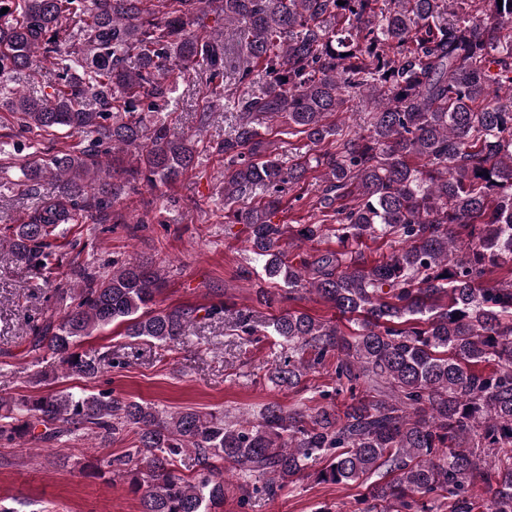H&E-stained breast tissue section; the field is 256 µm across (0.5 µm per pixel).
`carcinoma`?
<instances>
[{
    "label": "carcinoma",
    "mask_w": 512,
    "mask_h": 512,
    "mask_svg": "<svg viewBox=\"0 0 512 512\" xmlns=\"http://www.w3.org/2000/svg\"><path fill=\"white\" fill-rule=\"evenodd\" d=\"M0 107L40 136L66 127L87 145L20 164L40 197L21 224L0 228V249L49 285L67 225L116 212L136 185L170 187L196 165L193 139L165 119L180 100L174 75L198 70L206 93L236 123L224 154L226 218L243 224L253 260L284 295L315 293L341 317L285 311L269 322L286 347L271 382L296 387L335 360L349 401L313 409L265 405L250 419L186 408L157 410L110 390H61L13 406L0 397V446L58 444L93 435L101 447L127 432L136 448L108 455L97 473L128 478L142 512H220L230 493L278 496L319 458L320 483L367 485L370 512H473L469 486L491 488L489 512H512V0H0ZM54 65L34 94L20 79ZM265 79L254 80L255 66ZM366 126L328 118L345 104ZM334 150L287 164L262 130ZM322 167L315 206L332 223L277 224L283 197ZM53 180L56 193L41 195ZM263 200L239 210V199ZM333 235L343 251L286 257L281 242ZM366 239L396 244L370 265ZM79 285L59 318L33 325L29 352L61 372L95 379L121 365L112 350L80 353L114 321L156 347L183 343L221 303L156 307L164 278L133 257L112 272L73 262ZM250 338L248 309L230 325ZM497 363L487 373L484 363ZM195 453L192 480L178 469ZM224 461L249 481L228 485Z\"/></svg>",
    "instance_id": "cac0c4a2"
}]
</instances>
